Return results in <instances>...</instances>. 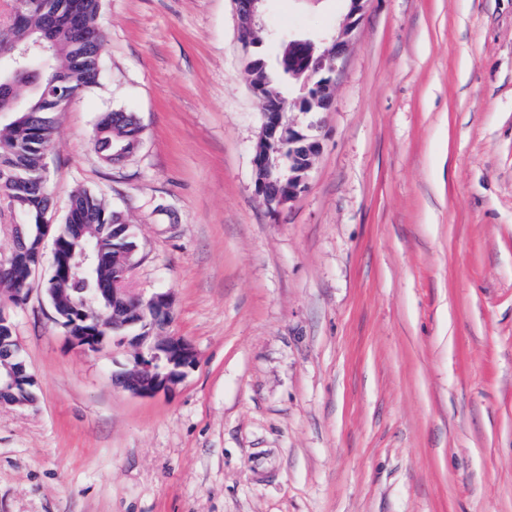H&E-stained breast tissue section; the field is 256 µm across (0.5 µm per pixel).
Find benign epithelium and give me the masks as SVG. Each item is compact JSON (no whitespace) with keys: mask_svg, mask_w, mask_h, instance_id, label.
I'll return each mask as SVG.
<instances>
[{"mask_svg":"<svg viewBox=\"0 0 512 512\" xmlns=\"http://www.w3.org/2000/svg\"><path fill=\"white\" fill-rule=\"evenodd\" d=\"M261 0H236L238 21L242 28L256 25L258 4ZM349 12L339 30L316 38L324 46L320 55L314 54V43L292 41L290 66L304 75L302 95L295 100L302 112L326 110L333 99L332 74L335 63L343 57L350 37L364 9L365 0H349ZM288 138V191L271 186L270 165L264 149L259 146L254 156L256 194L272 210L285 207L305 188L312 161L320 145L318 139L292 126L283 124L282 112L271 107L263 112L260 143L270 144ZM40 231L36 249L28 251L24 242L14 243L7 258L0 259V273L20 275L24 287L14 289V302L0 296V324L10 319L7 306L25 304L31 291L30 280L37 279L42 266L43 244L53 224L49 212L40 215ZM125 271H112V316L107 317L94 330L79 329L67 332V340L84 351L98 352L105 343L116 339L133 349V358L118 374L117 381L130 394L152 397L170 392L182 383L197 363V352L192 343L173 330L174 302L170 294L156 292L147 298L134 296L123 288Z\"/></svg>","mask_w":512,"mask_h":512,"instance_id":"obj_1","label":"benign epithelium"}]
</instances>
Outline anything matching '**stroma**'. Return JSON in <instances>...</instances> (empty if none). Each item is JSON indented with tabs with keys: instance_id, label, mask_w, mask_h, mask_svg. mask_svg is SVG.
<instances>
[{
	"instance_id": "stroma-1",
	"label": "stroma",
	"mask_w": 512,
	"mask_h": 512,
	"mask_svg": "<svg viewBox=\"0 0 512 512\" xmlns=\"http://www.w3.org/2000/svg\"><path fill=\"white\" fill-rule=\"evenodd\" d=\"M348 0H261V52ZM99 82L57 115L50 214L102 196L126 286L174 300L198 362L132 396L131 348L71 346L43 287L11 309L37 400L0 403V512H512V0H366L320 141L255 193L263 102L234 0H102ZM138 149L103 161L101 113ZM142 128L128 112H107L98 120L94 137L103 160L112 165L133 153L139 146Z\"/></svg>"
}]
</instances>
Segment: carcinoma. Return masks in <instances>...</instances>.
Masks as SVG:
<instances>
[{
    "label": "carcinoma",
    "instance_id": "obj_1",
    "mask_svg": "<svg viewBox=\"0 0 512 512\" xmlns=\"http://www.w3.org/2000/svg\"><path fill=\"white\" fill-rule=\"evenodd\" d=\"M77 9L87 26H97L100 0H43V8L26 15H14L3 28L16 46L43 44L46 58L17 69L11 52L0 58L8 68L11 82L0 86V113L11 116L0 126V196L18 211L31 217L46 207V189L38 186L45 151L57 136L54 113L65 106L57 90L77 98L98 83L96 49L85 42L74 26L72 9ZM253 77L265 81L270 102L289 107L269 79L267 69L250 68ZM142 128L128 112H107L98 120L94 137L103 160L113 164L139 146ZM70 259V276L53 274L44 282L55 311L89 328V311L112 306V296L102 292L112 287V264L133 260L136 243L130 225L121 215L86 190L73 194L66 224L57 233Z\"/></svg>",
    "mask_w": 512,
    "mask_h": 512
}]
</instances>
